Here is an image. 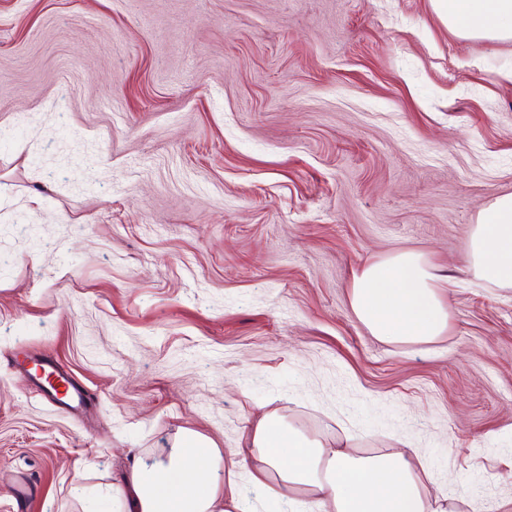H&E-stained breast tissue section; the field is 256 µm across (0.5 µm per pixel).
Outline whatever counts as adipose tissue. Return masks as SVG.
<instances>
[{
    "mask_svg": "<svg viewBox=\"0 0 512 512\" xmlns=\"http://www.w3.org/2000/svg\"><path fill=\"white\" fill-rule=\"evenodd\" d=\"M449 29L464 39L512 41V0H432ZM467 272L479 285L512 288V193L495 196L473 224ZM443 277L428 255L400 251L353 276L350 306L376 338L394 344L435 342L449 333ZM255 487L272 499L299 489L333 512H433L427 489L405 453L359 457L327 451L278 413L263 414L237 447L220 450L183 431L160 459L135 460L112 496L122 512H238V471L251 455Z\"/></svg>",
    "mask_w": 512,
    "mask_h": 512,
    "instance_id": "obj_1",
    "label": "adipose tissue"
}]
</instances>
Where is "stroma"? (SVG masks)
Wrapping results in <instances>:
<instances>
[{"label": "stroma", "mask_w": 512, "mask_h": 512, "mask_svg": "<svg viewBox=\"0 0 512 512\" xmlns=\"http://www.w3.org/2000/svg\"><path fill=\"white\" fill-rule=\"evenodd\" d=\"M509 193L512 42L431 0H0V512H118L133 458L274 410L512 512V288L466 273ZM403 250L452 283L436 343L352 312ZM44 358L88 404L36 395Z\"/></svg>", "instance_id": "obj_1"}]
</instances>
